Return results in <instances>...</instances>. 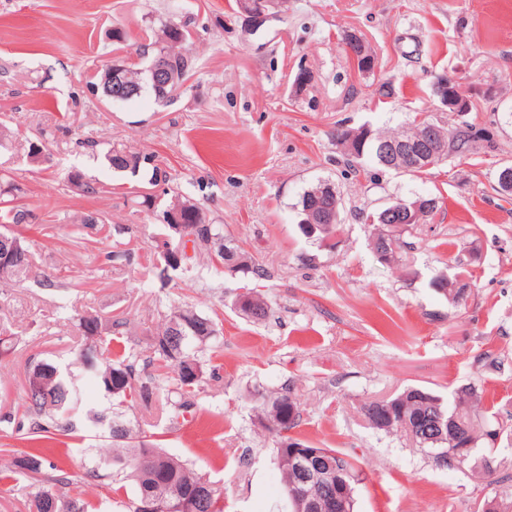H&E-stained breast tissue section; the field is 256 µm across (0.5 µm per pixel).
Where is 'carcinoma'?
<instances>
[{"mask_svg":"<svg viewBox=\"0 0 512 512\" xmlns=\"http://www.w3.org/2000/svg\"><path fill=\"white\" fill-rule=\"evenodd\" d=\"M190 25L189 20L169 19L157 26H147L144 33L149 43L139 48L144 60L164 55L179 74L190 78L195 70L194 60L186 50V44L191 40L187 31ZM141 68L140 64L128 63L123 72L124 83L135 92V97L149 94L155 101L167 103L178 92L171 86L156 87ZM360 129L362 139L355 152H341L343 162L353 172L367 168L390 169L410 175L429 172L422 166L394 163L381 153V147L389 143L424 135V124L415 122L408 131L395 134L379 133L367 125ZM440 139L443 150L431 161L433 167L450 158L471 156L482 146L494 147L490 129L473 121L469 122V127L460 130L450 126L449 134L441 135ZM103 158L117 172L145 180L152 187L165 185L162 194L169 197V201L160 212L154 246V255L160 263L176 270L180 264L192 260L183 254L181 262H170L185 248V242L175 230V225L183 224L195 229L193 252L212 248L213 262L219 266L244 274L264 273L246 252L221 243V233L209 222L205 212L198 205L182 200L180 193L168 186L166 172L156 163L154 155L110 147ZM399 205L400 201L396 200L375 213L359 212L364 223L373 227L370 232L373 253L385 263H405L414 249V243L408 240L413 225L397 223L396 213L392 212V208ZM342 209V198L335 184L318 182L305 191L299 201L300 232L326 248L336 247V236L342 230ZM34 219L31 211L10 200L3 201L0 207V254L9 255L11 260L7 265H0V288L25 280L31 272L30 246L17 228ZM104 224L105 220L95 213L83 214L74 220L73 233L81 236L90 230L98 232ZM463 274L461 269L451 275L440 272L434 276L432 284L453 304ZM238 307L254 321L265 319L269 313L263 299L249 294L239 300ZM68 320L84 340V348L79 353L83 368L95 373L100 386L111 398V407L97 411L89 409L85 416L102 431L103 438L112 448V455L99 457L85 468L82 475L76 476L57 468L40 455L26 453L0 465V484L10 485L16 473L25 471L33 479L26 493L28 512H97L92 502L96 483L116 472L134 482L137 504L146 497L159 506V512H167L171 505L178 503L185 504L191 512H224V492L206 474L169 455L159 443L160 434L145 430L139 424L133 426L124 419L135 403L147 404L163 389L168 369L176 374L175 387L166 389L169 425L175 427L179 419L195 417L201 383L206 375L215 373L211 361L203 359L200 352L219 336L218 322L192 308L172 310L165 316L161 328L147 338L146 349L156 366L155 373L143 376L131 356L115 350L112 328L122 326L123 322L104 318L93 310L78 309L72 310ZM38 365L45 369L41 375L43 382L38 388H25L18 428H26L30 440L68 436L74 431V418L80 411L77 376L56 363L40 361ZM480 401L481 394L473 386L454 391L450 398L425 387L412 386L387 400L365 403L361 412L372 428L408 436L431 454L436 466L461 470L471 462H478L480 443H492L498 432L512 434V418L490 420L484 417L478 410ZM256 402L263 426L275 445L289 512H308L303 504L295 505L289 498V489L298 480L297 472L288 465V453L293 448L321 453L326 476L336 474L338 468L346 473L348 485L343 512H355L357 490L364 481L358 457L292 435L291 431L300 425L301 411L289 390L275 396H261ZM493 484L496 485L495 496L500 500V512H512L509 478H499Z\"/></svg>","mask_w":512,"mask_h":512,"instance_id":"carcinoma-1","label":"carcinoma"}]
</instances>
